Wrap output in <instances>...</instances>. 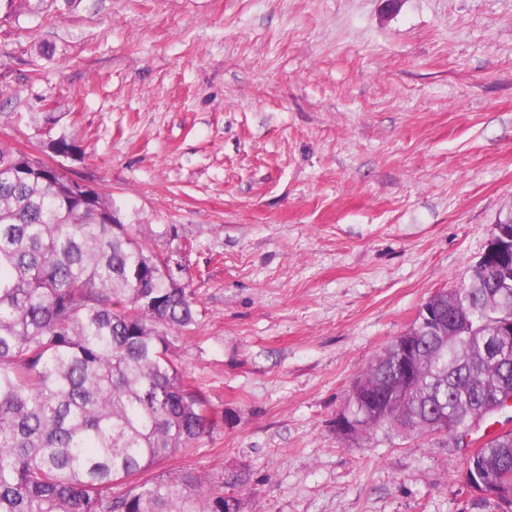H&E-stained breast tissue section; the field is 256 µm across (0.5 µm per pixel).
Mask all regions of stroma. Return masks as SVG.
<instances>
[{
	"label": "stroma",
	"mask_w": 512,
	"mask_h": 512,
	"mask_svg": "<svg viewBox=\"0 0 512 512\" xmlns=\"http://www.w3.org/2000/svg\"><path fill=\"white\" fill-rule=\"evenodd\" d=\"M60 137L196 299L175 354L214 426L149 476L238 512H503L463 477L479 432L335 422L512 210V0H0V144Z\"/></svg>",
	"instance_id": "obj_1"
}]
</instances>
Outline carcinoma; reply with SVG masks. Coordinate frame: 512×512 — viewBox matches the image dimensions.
Wrapping results in <instances>:
<instances>
[{
	"mask_svg": "<svg viewBox=\"0 0 512 512\" xmlns=\"http://www.w3.org/2000/svg\"><path fill=\"white\" fill-rule=\"evenodd\" d=\"M112 211L97 189L77 196L65 174L0 147V512H235L222 482L143 478L212 420L173 356L196 323L193 294ZM499 223L507 259L426 300L448 335L417 331L414 381L376 408L346 396L364 431L464 437L512 395V338L497 335L512 318V213ZM398 359L395 341L357 381L399 383ZM463 469L512 502V429Z\"/></svg>",
	"mask_w": 512,
	"mask_h": 512,
	"instance_id": "obj_1",
	"label": "carcinoma"
}]
</instances>
